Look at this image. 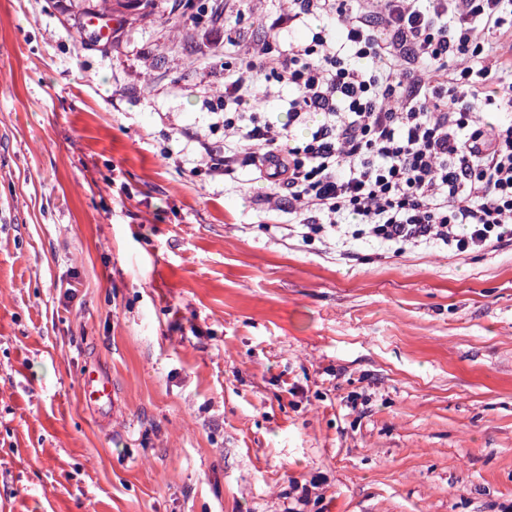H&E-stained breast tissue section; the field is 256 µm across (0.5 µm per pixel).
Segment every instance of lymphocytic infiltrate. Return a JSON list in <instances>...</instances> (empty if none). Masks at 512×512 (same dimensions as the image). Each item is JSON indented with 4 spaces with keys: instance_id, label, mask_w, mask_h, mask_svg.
<instances>
[{
    "instance_id": "lymphocytic-infiltrate-1",
    "label": "lymphocytic infiltrate",
    "mask_w": 512,
    "mask_h": 512,
    "mask_svg": "<svg viewBox=\"0 0 512 512\" xmlns=\"http://www.w3.org/2000/svg\"><path fill=\"white\" fill-rule=\"evenodd\" d=\"M509 14L512 0H292L289 21L326 17L339 37L225 56L228 146L204 148L207 167L231 178L249 162L303 241L497 250L512 240V120L486 110L512 111ZM257 74L293 89L286 126L251 111Z\"/></svg>"
}]
</instances>
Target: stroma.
<instances>
[{"instance_id":"stroma-1","label":"stroma","mask_w":512,"mask_h":512,"mask_svg":"<svg viewBox=\"0 0 512 512\" xmlns=\"http://www.w3.org/2000/svg\"><path fill=\"white\" fill-rule=\"evenodd\" d=\"M183 2L0 0V512H503L512 242L289 236L198 145L288 0ZM82 392L85 400L101 412L108 410L115 402L112 378L101 371L89 369L84 373Z\"/></svg>"}]
</instances>
